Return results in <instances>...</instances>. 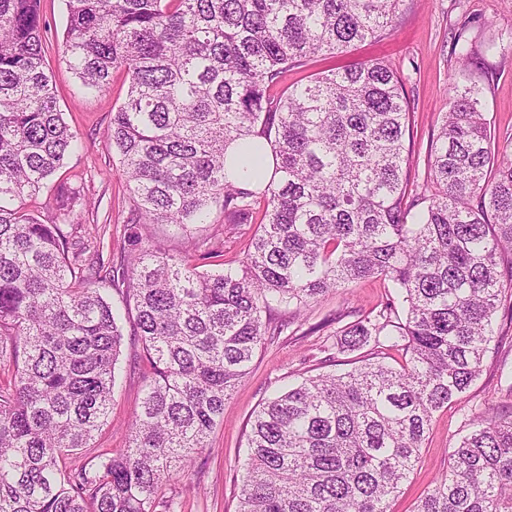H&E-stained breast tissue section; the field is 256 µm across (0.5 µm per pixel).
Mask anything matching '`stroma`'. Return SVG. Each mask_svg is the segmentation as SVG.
<instances>
[{
    "instance_id": "35a3bbf8",
    "label": "stroma",
    "mask_w": 512,
    "mask_h": 512,
    "mask_svg": "<svg viewBox=\"0 0 512 512\" xmlns=\"http://www.w3.org/2000/svg\"><path fill=\"white\" fill-rule=\"evenodd\" d=\"M41 11L49 27L44 58L57 105L83 138L85 148L69 155L40 193L25 197L22 210L42 223L54 222L56 200L62 190L80 189L81 198L69 216L78 240L85 244L88 256L117 261L124 254L126 224L134 203L106 132L113 108L126 96L127 84L117 73L105 94H82L63 53L65 0H41ZM461 29L472 47V59L466 67L452 52L454 36ZM378 59L397 72L410 104L405 144L411 152L410 173L415 183L425 184L429 176V144L448 110L450 86L481 88L482 103L493 118L497 136L512 137V0H405L392 36L355 44L334 58L317 59L289 72L288 80L303 82L316 72ZM255 230L252 224H205L177 236L164 225L149 228L154 241L179 258L187 256L191 243L209 240L215 255L202 263L205 271L238 265ZM392 294L391 284L380 279L352 284L304 311L287 334L259 349L250 372L225 400L224 415L211 431L207 448L199 453L194 472L178 485L164 489L165 494L175 496L179 512H237L246 433L254 412L277 388L318 373L348 370L370 358L372 348L367 345L342 354L339 362L332 363L327 348L338 328L358 316L376 313ZM495 330L479 378L466 393L435 414L418 463L391 504L392 512H414L435 480L447 473L451 452L472 409L487 402L512 405V315L506 309H499ZM150 374L140 344L134 336L124 335L112 415L96 434L92 447L70 456L69 464H81L105 450L128 447V423L139 409Z\"/></svg>"
}]
</instances>
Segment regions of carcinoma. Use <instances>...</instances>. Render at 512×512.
Returning <instances> with one entry per match:
<instances>
[{
	"label": "carcinoma",
	"mask_w": 512,
	"mask_h": 512,
	"mask_svg": "<svg viewBox=\"0 0 512 512\" xmlns=\"http://www.w3.org/2000/svg\"><path fill=\"white\" fill-rule=\"evenodd\" d=\"M404 2L66 0L79 89L106 93L116 70L128 82L107 140L135 198L130 259L107 266L84 263L68 225L15 206L82 138L45 71L40 0H0V512H176L163 486L195 467L256 352L320 297L373 278L395 298L336 332V353L372 342L376 356L262 404L238 512H390L512 302V139L497 137L479 90L450 87L420 189L388 64L281 83L390 34ZM234 145L246 161L271 153L268 182L227 179ZM216 214L257 225L237 268L202 272L141 232ZM111 291L152 377L129 446L72 467L110 415L123 341ZM393 351L402 363L387 362ZM468 427L414 512H512V412L488 406Z\"/></svg>",
	"instance_id": "obj_1"
}]
</instances>
